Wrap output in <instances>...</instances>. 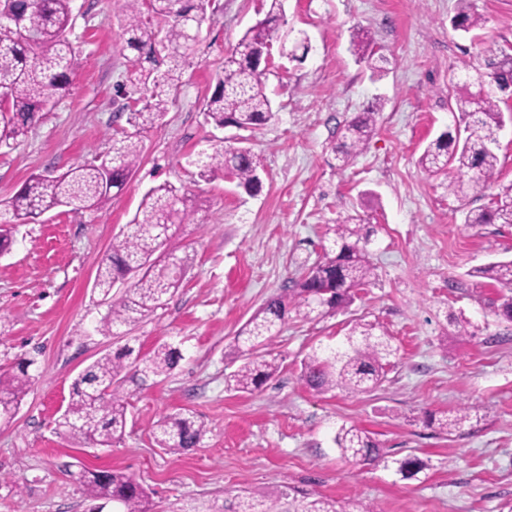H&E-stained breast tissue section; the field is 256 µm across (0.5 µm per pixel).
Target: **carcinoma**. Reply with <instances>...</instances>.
<instances>
[{
	"mask_svg": "<svg viewBox=\"0 0 512 512\" xmlns=\"http://www.w3.org/2000/svg\"><path fill=\"white\" fill-rule=\"evenodd\" d=\"M73 0H0V148H12L26 138L40 113L69 92L72 75L81 66L80 54L69 39ZM210 0H125L121 27L126 47L136 52L129 82L150 89L140 108L128 118L130 129L102 144L93 159L77 164L60 175L33 174L0 211V255L13 244L11 227L30 224L45 212L69 207L76 212L103 213L114 192L122 191L135 172L141 155V133L153 127L167 111V92L177 89L194 53L199 30L207 20ZM283 0H269L266 17L246 30L231 55L224 59L212 96L204 112L220 128L233 125L252 130L274 116L265 93L264 70L258 55L271 53L283 18ZM164 21V39L145 14ZM482 17L471 9L470 0H458L452 21L457 31L469 33L482 26ZM353 52L374 73L384 71L387 59L376 52L369 35L355 33ZM503 90L512 87V57L489 53L484 70L477 72L472 87L454 96L456 125L464 136L445 132L432 141L419 158L421 168L448 179V191L465 195L477 187L494 184L498 156L495 146L504 124L501 99L482 90L484 84ZM380 108L374 106L351 119L339 131L336 159L348 164L372 137ZM202 179L230 175L248 191L258 189L260 163L250 148L219 144L193 161ZM194 214L189 200L176 187L164 183L151 188L126 232L115 237L110 252L98 267L95 289L110 304L99 331L116 335L115 329L130 326L150 316L163 299L180 287L181 273L193 265L188 253L177 254L171 244L172 226L188 224ZM468 224H512V183L500 188L491 205L472 211ZM357 218L348 216L336 225L334 240L323 257L284 289L269 299L245 324L235 339L234 350L242 364L230 375L229 385L239 392H252L273 378L276 359L257 354L275 336L289 313L312 319L350 303L352 290L374 276L367 251L368 235ZM474 274L512 291V259L499 260L474 270ZM131 281L124 298L112 300V288ZM397 349L385 331L373 324L351 329L344 346L326 352L313 351L302 363V376L313 390L363 394L385 377V366ZM182 359L171 343L158 344L142 358L125 345L89 364L76 378L70 401L58 420L59 433L84 444L110 447L122 438L127 424L128 402L123 385H140L170 374ZM32 358L17 361L16 371L0 373V420L13 418L33 375ZM472 406L464 405L451 415L430 417L442 433L460 430L470 421ZM207 428L184 412L163 414L154 423L158 447L180 454L197 448ZM335 443L344 457L367 465L386 462L378 444L366 431L343 427ZM423 462L408 456L398 461L403 478L423 471ZM88 497L117 506V512H150L149 493L131 476L118 470H85L79 477ZM217 512H380L378 505L355 500L339 506L333 499L278 485L256 497L246 491Z\"/></svg>",
	"mask_w": 512,
	"mask_h": 512,
	"instance_id": "1",
	"label": "carcinoma"
}]
</instances>
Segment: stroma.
<instances>
[{
    "mask_svg": "<svg viewBox=\"0 0 512 512\" xmlns=\"http://www.w3.org/2000/svg\"><path fill=\"white\" fill-rule=\"evenodd\" d=\"M456 0H284L279 38L307 43L298 63L273 52L265 89L274 119L255 131L215 127L204 107L242 33L267 0H212L195 55L162 120L143 137L141 160L103 213L60 207L17 226L0 258V367L33 355L34 382L10 422L0 423V512H92L81 468L125 471L150 493L152 512H217L239 491L288 483L335 499L376 502L383 512H512V323L494 313L504 294L476 268L512 257V224H470L493 191L455 196L418 164L455 123L449 95L482 67L486 50L512 54V0H472L482 26L450 23ZM123 0H74L70 38L82 63L71 91L24 142L0 150V209L34 173L59 174L91 160L127 126L118 89L131 67L122 48ZM368 30L389 64L371 77L350 51ZM380 105L365 149L340 166L337 128ZM243 142L261 159V189L201 179L193 160L219 140ZM170 183L195 206L173 238L194 257L180 288L128 335L96 330L107 313L93 285L113 237L143 195ZM370 233L375 276L347 308L319 319L289 317L267 352L280 370L260 390L225 382L240 365L234 340L271 297L322 255L348 216ZM471 333L458 335L459 323ZM358 324L387 331L397 349L382 384L368 394H320L301 378L312 350L333 346ZM182 360L169 376L138 388L123 438L84 446L58 434L77 375L128 345L148 355L161 342ZM470 403L479 415L462 431L427 426ZM188 410L204 422L202 444L182 454L158 448L160 415ZM355 425L388 460L416 456L426 468L355 465L334 443Z\"/></svg>",
    "mask_w": 512,
    "mask_h": 512,
    "instance_id": "stroma-1",
    "label": "stroma"
}]
</instances>
